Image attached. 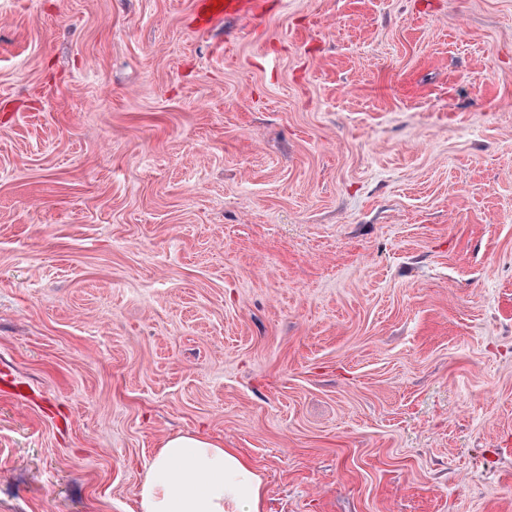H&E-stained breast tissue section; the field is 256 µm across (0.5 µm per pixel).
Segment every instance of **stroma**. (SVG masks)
<instances>
[{
	"instance_id": "1",
	"label": "stroma",
	"mask_w": 512,
	"mask_h": 512,
	"mask_svg": "<svg viewBox=\"0 0 512 512\" xmlns=\"http://www.w3.org/2000/svg\"><path fill=\"white\" fill-rule=\"evenodd\" d=\"M0 0V512H512V0ZM258 0H195L197 31H210L229 21L251 25L260 16ZM263 501L249 460L198 433L164 439L137 492L139 512H262Z\"/></svg>"
}]
</instances>
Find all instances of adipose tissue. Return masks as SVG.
<instances>
[{
    "mask_svg": "<svg viewBox=\"0 0 512 512\" xmlns=\"http://www.w3.org/2000/svg\"><path fill=\"white\" fill-rule=\"evenodd\" d=\"M263 501L249 460L197 433L164 439L137 492L138 512H262Z\"/></svg>",
    "mask_w": 512,
    "mask_h": 512,
    "instance_id": "ef3b65f1",
    "label": "adipose tissue"
}]
</instances>
